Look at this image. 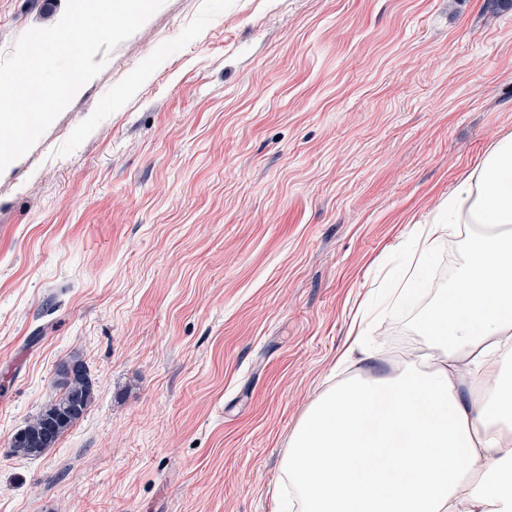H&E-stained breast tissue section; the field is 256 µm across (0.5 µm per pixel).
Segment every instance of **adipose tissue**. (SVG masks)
I'll list each match as a JSON object with an SVG mask.
<instances>
[{
	"mask_svg": "<svg viewBox=\"0 0 512 512\" xmlns=\"http://www.w3.org/2000/svg\"><path fill=\"white\" fill-rule=\"evenodd\" d=\"M474 225L455 286L420 321L434 354L386 371L353 341L356 373L296 424L282 472L291 512H512V133L408 239L418 257Z\"/></svg>",
	"mask_w": 512,
	"mask_h": 512,
	"instance_id": "adipose-tissue-1",
	"label": "adipose tissue"
}]
</instances>
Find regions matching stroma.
I'll list each match as a JSON object with an SVG mask.
<instances>
[{"label":"stroma","instance_id":"stroma-1","mask_svg":"<svg viewBox=\"0 0 512 512\" xmlns=\"http://www.w3.org/2000/svg\"><path fill=\"white\" fill-rule=\"evenodd\" d=\"M66 0H0V58ZM0 173V512H276L288 437L415 225L512 132L492 0H165ZM467 228L422 266L460 273ZM86 363L48 453L15 432ZM71 363L79 364L82 372L67 377L64 369ZM53 385L58 391V396L45 404L24 427L30 436L40 435L47 421L52 420L56 424L53 440L34 453L26 447L25 442H22L14 447L15 454L26 457L39 456L54 448L62 436L84 417L94 400V385L89 378L85 363L78 357H71L60 363L55 371Z\"/></svg>","mask_w":512,"mask_h":512}]
</instances>
